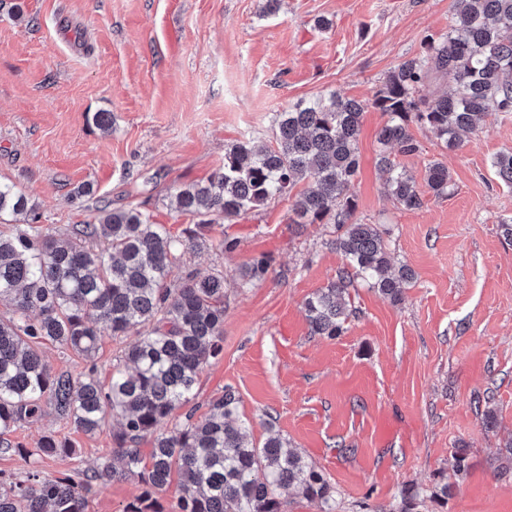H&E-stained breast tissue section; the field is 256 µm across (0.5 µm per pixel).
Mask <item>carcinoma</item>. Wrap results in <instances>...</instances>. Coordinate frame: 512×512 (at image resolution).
Wrapping results in <instances>:
<instances>
[{"instance_id": "1", "label": "carcinoma", "mask_w": 512, "mask_h": 512, "mask_svg": "<svg viewBox=\"0 0 512 512\" xmlns=\"http://www.w3.org/2000/svg\"><path fill=\"white\" fill-rule=\"evenodd\" d=\"M448 36L425 38V51L399 63L371 101L338 94L299 100L276 117L274 144L242 141L224 152V166L207 181L176 192L178 208L202 223L172 235L135 209L104 206L96 224H84L58 238L37 227L0 230V453H17L26 463L44 455L75 453L53 435L28 450L10 436L40 418L43 405L59 418L94 435L108 417L119 418L112 433V459L83 473L49 479L31 467L19 481L0 479V512H88L95 485L134 476L141 492L123 512H281L284 498L302 497L320 512H335L333 490L324 475L299 452L270 434L257 446L247 439L239 397L227 389L206 412L173 423L176 410L195 395L203 368L222 351L224 276L189 272L171 277L182 252L202 249L201 229L221 217L231 222L276 197L294 195L295 224L336 226L333 241L346 266L336 280L305 301L313 335L335 338L353 314L350 289L363 282L394 302L414 280L406 265L394 266L379 224L353 220L350 189L360 167L358 137L369 107L388 115L378 133L382 146L401 155L419 151L410 123L417 122L445 147H459L462 135L491 112H512V0H452ZM448 83L429 99L418 97L429 80ZM378 165L394 204L418 209L416 182L382 150ZM499 180L512 186V152L492 161ZM427 184L448 195V168L427 166ZM302 182L310 187L293 193ZM30 198L0 182V221L30 212ZM271 266L262 256L239 269L240 285L264 280ZM138 337L112 366L108 384L96 373L103 338ZM60 344L89 366L78 375L56 372L41 345ZM151 439L148 457L139 445ZM177 484L175 503L162 494Z\"/></svg>"}]
</instances>
